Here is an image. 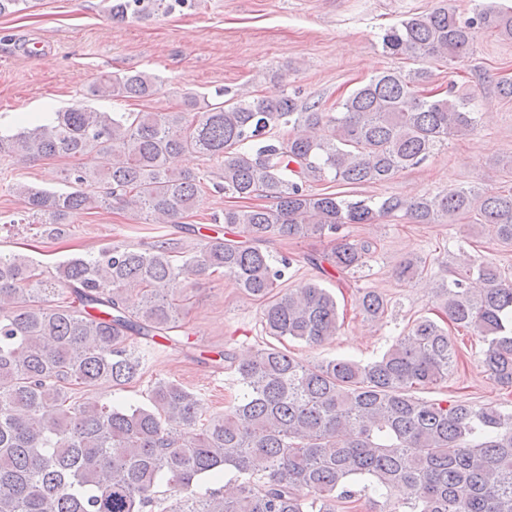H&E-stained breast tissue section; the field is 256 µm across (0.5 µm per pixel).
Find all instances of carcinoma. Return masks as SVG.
Wrapping results in <instances>:
<instances>
[{"label":"carcinoma","instance_id":"cac0c4a2","mask_svg":"<svg viewBox=\"0 0 512 512\" xmlns=\"http://www.w3.org/2000/svg\"><path fill=\"white\" fill-rule=\"evenodd\" d=\"M189 0H112V19L169 13ZM512 39V8L483 0L461 19L449 0L414 14L382 37L384 52L415 61H462L477 34ZM422 68L384 71L325 112L295 97L237 94L201 111L197 98L171 112H100L75 105L48 124L22 123L0 134V155L20 162L76 160L57 193L22 183L29 215L47 235L76 211L117 204L136 218L177 224L206 189L266 206L226 208L224 236H205L200 251L158 242L144 249L104 247L74 256L55 281L17 254H0V512H153L161 488L174 498L167 512H334L369 490L388 512H512V411L410 394L448 377L459 350L448 326L482 337L483 363L512 386V278L492 263H460L436 296L442 322L421 316L377 359L341 358L306 364L271 343L233 361L240 401L203 419L195 393L158 379L146 404L107 403L90 395L101 382L122 389L143 375L138 338L170 340L182 327L188 297L180 285L222 275L264 302L268 336L308 346L336 335V297L315 282L282 283L294 258L258 243L329 238V250L308 261L338 277L354 274L370 242L339 230L398 213L415 224H485L512 245V189L450 188L405 199L352 201L312 193L310 179L343 185L384 184L425 161L451 136L474 131L475 94L456 85L426 90ZM156 76L137 71L101 76L93 97L144 100ZM222 161L217 179L171 167L176 155ZM426 262L399 263L410 280ZM134 286L141 304H126ZM372 321L386 298L365 291L359 301ZM232 476L219 490L203 480ZM361 481V489H355Z\"/></svg>","mask_w":512,"mask_h":512}]
</instances>
